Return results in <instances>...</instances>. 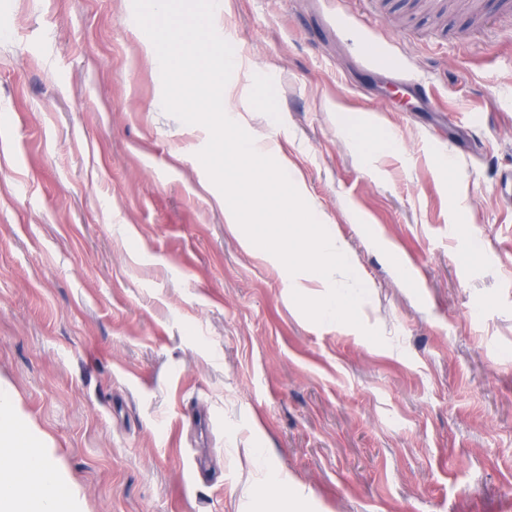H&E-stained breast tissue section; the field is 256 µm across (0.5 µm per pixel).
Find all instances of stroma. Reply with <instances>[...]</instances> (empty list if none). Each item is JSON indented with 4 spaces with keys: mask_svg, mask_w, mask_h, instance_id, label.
Wrapping results in <instances>:
<instances>
[{
    "mask_svg": "<svg viewBox=\"0 0 512 512\" xmlns=\"http://www.w3.org/2000/svg\"><path fill=\"white\" fill-rule=\"evenodd\" d=\"M430 3L214 15L232 112L346 241L378 345L308 320L228 229L132 0H0V385L81 512H277L283 482L296 512H512V0L480 26ZM374 45L410 83L365 65ZM352 122L398 151L356 148Z\"/></svg>",
    "mask_w": 512,
    "mask_h": 512,
    "instance_id": "1",
    "label": "stroma"
}]
</instances>
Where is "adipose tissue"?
Listing matches in <instances>:
<instances>
[{"instance_id":"adipose-tissue-1","label":"adipose tissue","mask_w":512,"mask_h":512,"mask_svg":"<svg viewBox=\"0 0 512 512\" xmlns=\"http://www.w3.org/2000/svg\"><path fill=\"white\" fill-rule=\"evenodd\" d=\"M0 512H78L72 486L18 416L13 395L0 388Z\"/></svg>"}]
</instances>
